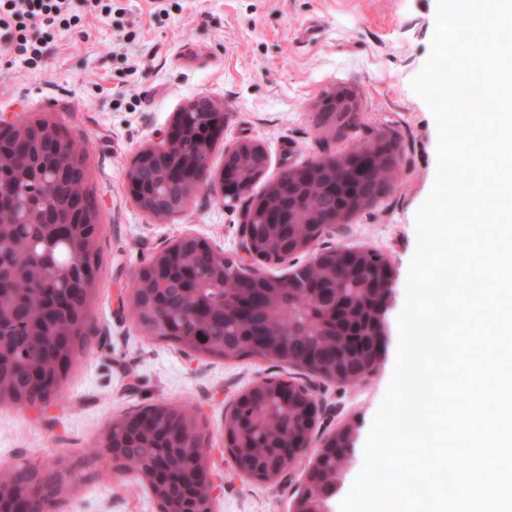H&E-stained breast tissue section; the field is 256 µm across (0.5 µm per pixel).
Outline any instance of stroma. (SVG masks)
<instances>
[{
	"mask_svg": "<svg viewBox=\"0 0 512 512\" xmlns=\"http://www.w3.org/2000/svg\"><path fill=\"white\" fill-rule=\"evenodd\" d=\"M164 7L155 15L149 0H112L109 18L85 16L82 32L48 41L39 69L0 65V113L51 119L85 144V187L100 224L86 347L50 401L0 404V460L35 466L44 485L57 487L51 512H161L146 481L99 447L113 418L189 402L219 483L213 512H290L309 457L269 483L240 474L224 448V414L258 379L312 382L321 405L314 445L343 425L355 429L341 488L349 493L392 380L416 214L436 177V124L412 88L430 55L436 0H166ZM341 90L355 101L351 127L327 121L321 109ZM200 96L226 112L212 170L227 145L252 140L265 148L256 194L290 166L343 155L367 139L398 142L399 163L380 201L316 243L320 250L366 245L392 267L386 336L366 381L345 385L258 357L187 353L147 338L130 316L134 273L176 237L191 234L223 255L240 253L241 211L224 208L218 195L199 193L183 212L154 219L125 180L136 152Z\"/></svg>",
	"mask_w": 512,
	"mask_h": 512,
	"instance_id": "obj_1",
	"label": "stroma"
}]
</instances>
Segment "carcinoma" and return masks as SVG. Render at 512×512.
Masks as SVG:
<instances>
[{
  "instance_id": "carcinoma-1",
  "label": "carcinoma",
  "mask_w": 512,
  "mask_h": 512,
  "mask_svg": "<svg viewBox=\"0 0 512 512\" xmlns=\"http://www.w3.org/2000/svg\"><path fill=\"white\" fill-rule=\"evenodd\" d=\"M326 224H311L303 217L280 229H261L253 238L256 253L269 261H285L284 254L298 244L315 243L327 231ZM56 230L45 224L20 225L10 233L12 246L0 250V266L7 269L19 258L32 239L54 242ZM385 257L369 247L349 248L337 257L330 254L313 267H297L285 286L276 276L253 283L265 296L249 321L231 311L238 296L236 283L242 274L238 261L224 258V280L212 278L211 263L195 266L201 283L191 298L179 269L172 268L154 279L150 288H140L131 301L134 318L151 338L168 341L184 350L224 360L261 357L301 368L310 363L329 378L352 384L372 363L374 289L380 287ZM15 302H5L14 314L0 318V401L24 406L36 399L55 395L49 385L63 379L76 351L84 350L86 336L80 333L79 312L89 309L91 290L68 288L54 282L35 291L27 281L12 284ZM163 308L166 325L155 330L153 309ZM152 426L147 431L132 428L124 418L112 420L111 442L116 461L125 469L138 471L147 458L160 462L152 483L160 499L161 512H203L209 507L207 493L192 474L187 454L175 447L167 435L177 429L195 427L193 406H151L144 410ZM293 424V434L307 430L305 399L279 397L268 384L242 392L230 417L224 418V443L237 450L251 469L250 478L265 482L268 463L281 453L283 420ZM344 470L341 456L328 450L314 465L305 498L311 512L327 509L330 493ZM0 485L23 496L27 512H44L46 494L33 469L0 470Z\"/></svg>"
}]
</instances>
